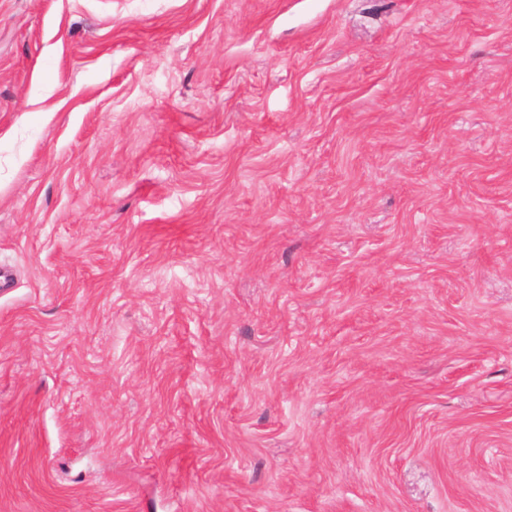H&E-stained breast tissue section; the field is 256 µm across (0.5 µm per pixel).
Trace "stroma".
<instances>
[{"mask_svg":"<svg viewBox=\"0 0 512 512\" xmlns=\"http://www.w3.org/2000/svg\"><path fill=\"white\" fill-rule=\"evenodd\" d=\"M0 512H512V0H0Z\"/></svg>","mask_w":512,"mask_h":512,"instance_id":"35a3bbf8","label":"stroma"}]
</instances>
